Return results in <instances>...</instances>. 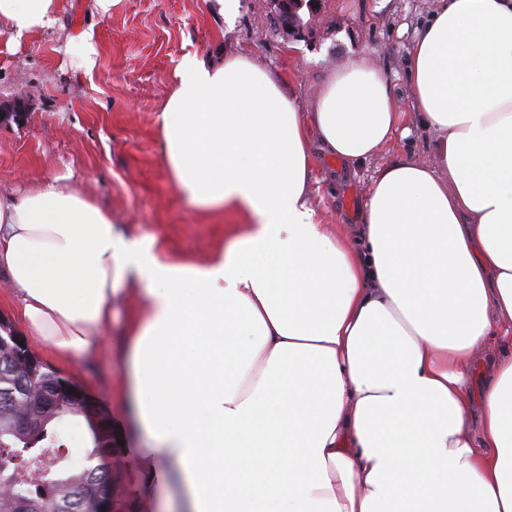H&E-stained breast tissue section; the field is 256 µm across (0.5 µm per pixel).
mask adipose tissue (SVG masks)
I'll use <instances>...</instances> for the list:
<instances>
[{
    "mask_svg": "<svg viewBox=\"0 0 512 512\" xmlns=\"http://www.w3.org/2000/svg\"><path fill=\"white\" fill-rule=\"evenodd\" d=\"M59 0H0L14 43ZM434 159L377 168L328 228L312 143L348 165L403 122L375 62L326 71L310 111L244 50L183 56L158 115L178 195L240 218L199 264L129 236L80 188L0 196V270L61 359L127 316L123 393L143 487L116 512H512V0H438L409 50ZM140 292L130 306L118 284ZM506 347L474 409L471 365Z\"/></svg>",
    "mask_w": 512,
    "mask_h": 512,
    "instance_id": "1",
    "label": "adipose tissue"
}]
</instances>
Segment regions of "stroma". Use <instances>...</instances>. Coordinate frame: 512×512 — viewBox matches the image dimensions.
<instances>
[{"instance_id":"obj_1","label":"stroma","mask_w":512,"mask_h":512,"mask_svg":"<svg viewBox=\"0 0 512 512\" xmlns=\"http://www.w3.org/2000/svg\"><path fill=\"white\" fill-rule=\"evenodd\" d=\"M436 0H319L301 8L299 32L277 25V0H241L233 37L258 62L273 67L308 107L324 71L351 53L374 59L407 112L406 137H394L373 159L346 165L315 152L324 223H357L376 167L397 158L431 159V135L410 98L408 50ZM220 19L206 0H112L108 15L92 0H63L54 29L8 45L0 36V108L24 101L23 123L0 118V193L20 194L46 178L63 177L111 211L130 235L153 234L175 256L203 263L233 222L186 207L169 181L157 115L174 69L188 53L224 54ZM91 32L92 71L76 68L70 39ZM124 316L102 332L96 358L70 364L49 343L29 349L61 375L75 378L110 414L125 365Z\"/></svg>"}]
</instances>
